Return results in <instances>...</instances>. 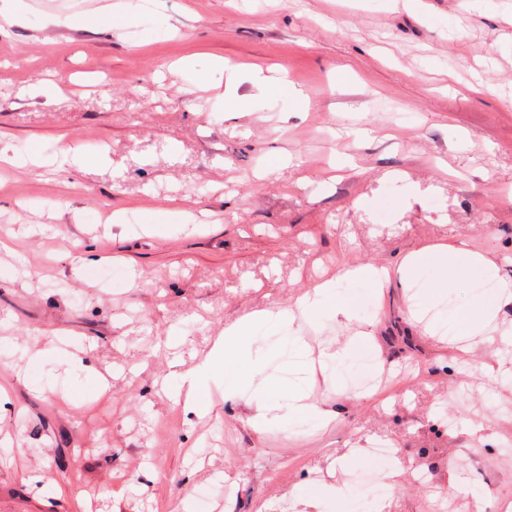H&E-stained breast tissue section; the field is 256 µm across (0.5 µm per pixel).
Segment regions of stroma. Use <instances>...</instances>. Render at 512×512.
<instances>
[{
	"label": "stroma",
	"mask_w": 512,
	"mask_h": 512,
	"mask_svg": "<svg viewBox=\"0 0 512 512\" xmlns=\"http://www.w3.org/2000/svg\"><path fill=\"white\" fill-rule=\"evenodd\" d=\"M23 2L0 27V140L77 144L90 162L0 163L14 247L0 339L52 351L33 368L0 353V512H171L188 493L198 512H295L305 483L336 489L319 512H355L354 485L393 466L369 512H494L512 496V0H135L118 26L111 0ZM76 14L90 24H47ZM218 57L239 66L251 111L217 110L192 84ZM42 79L59 94L34 95ZM461 240L494 261L490 289L422 252ZM364 265L393 274L342 279ZM329 278L350 314L303 334L316 352L353 343L346 365L286 376L290 331L261 324L249 345L263 370L237 380L239 394L307 389L326 427L295 416L259 435L223 382L204 414L163 391L171 363L204 360L226 323ZM480 305L498 313L477 344ZM76 345L116 370L107 395L73 370ZM368 358L383 380L365 398ZM477 417L490 437L470 432ZM376 440L393 457L369 456Z\"/></svg>",
	"instance_id": "1"
}]
</instances>
